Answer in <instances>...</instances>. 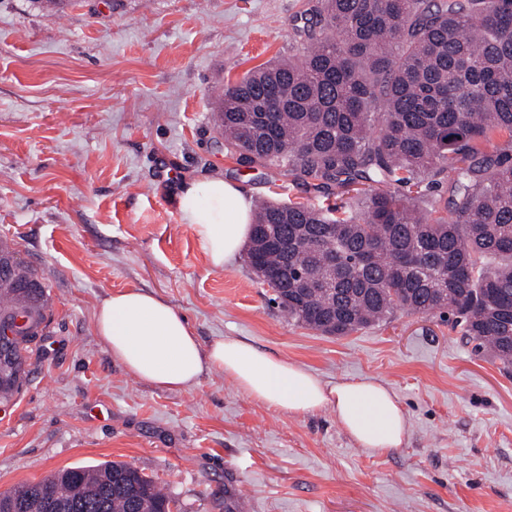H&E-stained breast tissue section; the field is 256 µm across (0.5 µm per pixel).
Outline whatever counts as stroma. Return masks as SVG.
I'll list each match as a JSON object with an SVG mask.
<instances>
[{
	"label": "stroma",
	"instance_id": "1",
	"mask_svg": "<svg viewBox=\"0 0 512 512\" xmlns=\"http://www.w3.org/2000/svg\"><path fill=\"white\" fill-rule=\"evenodd\" d=\"M310 0H0V240L45 321L0 398V492L106 461L153 477L172 512H512V370L446 318L396 313L325 336L271 302L246 256L211 268L176 195L213 174L253 200L339 202L239 165L214 114L224 85L301 57ZM139 288L202 345L243 337L336 384L375 377L409 435L370 454L332 408L295 417L220 371L185 390L139 381L94 315Z\"/></svg>",
	"mask_w": 512,
	"mask_h": 512
}]
</instances>
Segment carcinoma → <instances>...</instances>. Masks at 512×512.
<instances>
[{"instance_id":"cac0c4a2","label":"carcinoma","mask_w":512,"mask_h":512,"mask_svg":"<svg viewBox=\"0 0 512 512\" xmlns=\"http://www.w3.org/2000/svg\"><path fill=\"white\" fill-rule=\"evenodd\" d=\"M299 61H271L224 90L217 126L248 164L275 167L346 206L263 201L247 251L272 301L324 335L347 336L395 312L448 316L512 366V0H315ZM448 185L445 201L430 189ZM336 276L326 277L331 262ZM37 288L0 287V320L26 336L45 317ZM0 498L43 512H170L128 463L76 466Z\"/></svg>"}]
</instances>
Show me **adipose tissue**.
<instances>
[{"instance_id":"1","label":"adipose tissue","mask_w":512,"mask_h":512,"mask_svg":"<svg viewBox=\"0 0 512 512\" xmlns=\"http://www.w3.org/2000/svg\"><path fill=\"white\" fill-rule=\"evenodd\" d=\"M177 208L212 268L232 263L250 237L251 198L223 176L183 185ZM95 328L113 360L154 387L187 389L218 370L259 403L294 416L332 407L348 436L370 453L390 452L406 440L402 404L382 381L360 377L331 387L305 367L273 358L243 338L202 347L181 311L155 294L133 288L104 298Z\"/></svg>"}]
</instances>
